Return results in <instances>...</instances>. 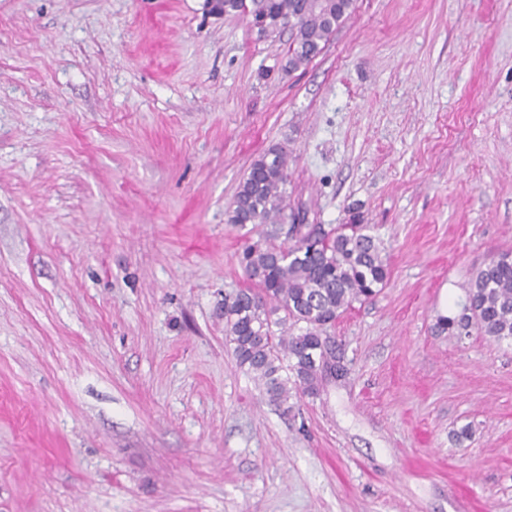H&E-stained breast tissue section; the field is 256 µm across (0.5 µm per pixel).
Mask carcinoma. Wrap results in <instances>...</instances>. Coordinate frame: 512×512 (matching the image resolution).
<instances>
[{
	"label": "carcinoma",
	"instance_id": "1",
	"mask_svg": "<svg viewBox=\"0 0 512 512\" xmlns=\"http://www.w3.org/2000/svg\"><path fill=\"white\" fill-rule=\"evenodd\" d=\"M352 0H220L218 15L251 11L262 19L261 32L292 30L288 69L307 64L345 20ZM288 152L273 146L250 167L228 209V223L261 224L259 240L243 246L240 262L251 288L224 295V333L238 365L254 373L271 400L288 401V360L295 387L312 394L333 351L320 342L323 328L350 309L376 297L388 282L381 242L367 224L325 229L306 224L287 246ZM304 324L288 333V324ZM450 334L477 331L501 343L512 341V261L493 258L467 288L461 313L443 318Z\"/></svg>",
	"mask_w": 512,
	"mask_h": 512
}]
</instances>
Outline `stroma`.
<instances>
[{
    "label": "stroma",
    "instance_id": "35a3bbf8",
    "mask_svg": "<svg viewBox=\"0 0 512 512\" xmlns=\"http://www.w3.org/2000/svg\"><path fill=\"white\" fill-rule=\"evenodd\" d=\"M203 0H0V512H512V344L438 331L512 253V0H354L311 62ZM370 225L389 279L271 401L227 210Z\"/></svg>",
    "mask_w": 512,
    "mask_h": 512
}]
</instances>
